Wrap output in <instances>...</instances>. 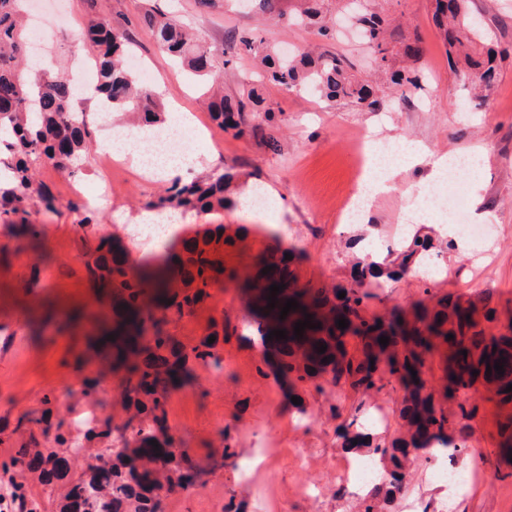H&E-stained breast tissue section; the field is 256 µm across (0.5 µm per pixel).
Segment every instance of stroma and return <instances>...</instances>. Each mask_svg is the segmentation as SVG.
<instances>
[{
	"mask_svg": "<svg viewBox=\"0 0 512 512\" xmlns=\"http://www.w3.org/2000/svg\"><path fill=\"white\" fill-rule=\"evenodd\" d=\"M172 9L216 48L224 46L226 29L264 27L280 45L303 48L321 42L315 30L289 25L292 0H280L282 20L262 22L260 16L239 8L236 0L224 6L198 11L194 0H171ZM330 14L340 15L336 37L326 49L347 55L359 79L373 76L372 52L357 39L349 19L343 18L338 0H328ZM374 8L394 21L405 41L417 43L420 53L410 60L425 81L416 88L379 93V111L352 104H337L302 90L284 91L265 85L263 96L272 110L271 129L277 138L269 145L262 135H235L213 122L203 102L202 85L187 78L169 58L159 53L149 33L138 31L139 55L156 77V89L165 112L184 109L206 129L209 140L199 150L202 160L194 171L203 176L225 167L236 172L232 202L224 211L190 214L183 231L191 237L211 225L231 228L237 241L224 251V265L234 276L215 289L211 305L183 321L174 333L187 346L198 343L206 332L215 307H223L224 321L240 324L246 300L241 279L255 271L253 258L264 246L257 227L283 224L281 247H295L300 258L296 272L301 281L316 286L344 285L350 281V259L359 238L381 246L390 243V231L400 223L408 207L406 187L428 189L427 165L401 173L377 200L368 217L370 230L336 220V202L353 189L350 149L359 133L405 138L440 155L451 149L482 151L487 161L478 179L468 181V197L482 200L483 223L497 227L495 235L478 243L454 246L441 253L443 269L431 288L438 295L452 294L498 309H512V55L500 58L497 79L482 105L464 107L469 91L455 75L439 38L429 0H375ZM472 12L482 15L489 44H512V0H470ZM36 9L51 32L42 57L31 62L33 72L55 70L59 45L73 54L86 53L79 40L85 21L84 0H40ZM64 10L66 23L54 15ZM39 180L49 184L61 207L46 213L32 207L29 221L43 224L47 232L38 247L45 263L42 285L30 287L33 255L11 253L0 263V462L15 456L21 446L38 434L35 423L44 399L66 421L68 391L81 387L84 378H95L98 414L120 415L122 371L113 367L111 351L95 352L87 341V321L76 312L111 314L112 299L94 288L86 276L85 252L96 236L79 238L76 213L66 207L74 179L49 163L37 164ZM165 182L140 181L132 168L112 174V195L95 205L102 233L132 244L131 228L137 224L142 201L162 193ZM422 283L413 275L383 280L366 299L368 312L382 314L392 307H411L422 296ZM73 315L65 331H57L59 315ZM263 350L242 337L224 343V372L189 362V376L169 387L167 411L178 447L198 466L197 493H169L164 512H363L372 504L375 512H512V460L497 451V410L481 402L472 420L473 436L466 449L454 457L425 451L412 453L407 462L410 477L399 493L367 489L356 495L342 489L339 479L354 459L366 456L363 448L343 447L338 426L364 421L374 413L387 416L388 424L372 428L375 442L387 443L399 436L402 422L398 409L403 392L396 382L386 383L371 396L347 388H301L307 406L306 428L294 426L297 412L288 401L287 389L273 370L264 366ZM265 433L271 444L267 466L253 485L240 482L243 463L254 453L255 433ZM308 451L305 466H297L296 449ZM466 471L470 479L462 491L451 494L434 480L442 465Z\"/></svg>",
	"mask_w": 512,
	"mask_h": 512,
	"instance_id": "stroma-1",
	"label": "stroma"
}]
</instances>
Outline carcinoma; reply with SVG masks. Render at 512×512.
Wrapping results in <instances>:
<instances>
[{
	"label": "carcinoma",
	"mask_w": 512,
	"mask_h": 512,
	"mask_svg": "<svg viewBox=\"0 0 512 512\" xmlns=\"http://www.w3.org/2000/svg\"><path fill=\"white\" fill-rule=\"evenodd\" d=\"M24 0H0V228L7 242L0 251L29 249V243L42 236L41 227L29 223V208L57 211L56 198L50 188L36 180L33 164L49 162L58 171L70 175L80 170L83 158L92 151L94 139L86 110L77 97L76 87L58 72L28 75L23 68L27 58L28 34L23 13ZM325 0H300L294 23L310 26L324 39L334 38L333 27L325 20ZM433 18L448 48L452 65L459 78L477 92L490 87L497 76L495 50L479 47L484 31L468 11V0H431ZM86 22L83 40L97 60L95 97L110 104L114 112H134L138 124L156 126L164 123L159 94L152 85L140 81L126 64V57L136 48L129 25H114L100 10L98 0H85ZM365 42L369 45L375 73L386 78V89L417 87L422 74L411 68H397L399 52L416 56L419 46L406 44L396 49L388 37L384 19L366 7L358 11ZM138 26L152 37L156 48L175 59L194 77L213 82L219 70L232 58H217L216 49L192 27L174 14L167 5L155 3L143 9ZM224 45L235 55H249L263 68L266 80L286 91L306 89L331 102L349 101L371 110L377 107L374 91L359 82L351 62L344 56L323 50L303 51L282 56L275 47L251 30L231 29L224 32ZM265 98L255 88L238 98L220 97L210 105L213 121L236 134L263 131L259 124H245V112H263ZM233 175L215 169L205 177L183 183L171 182L165 194L143 203L146 211L165 214L169 211H210L224 207V192ZM67 208L78 214L76 227L82 236L95 226L94 214L76 201ZM224 225L202 237L184 238L180 251L170 260L172 275L149 277L140 272L129 256V248L107 236H101L85 261L89 280L108 288L118 300L119 320L111 329H98V343L112 347L113 360L125 369L122 412L124 419L115 424L112 416L97 418L85 425L83 449L78 456L85 467L76 479L60 474L61 452H72L73 442L64 419L54 413L51 401L37 419L40 434L49 448L34 455L21 450L0 468L28 466L39 471L41 483L49 488L63 483L64 499L77 504L75 512H162L163 496L189 489L187 474L195 465L176 446L167 416L166 385L186 374L188 362L201 361L219 368L224 362L220 344L228 332L224 328V310H216L206 336L188 348L170 330L213 298L212 288L234 278L225 274L224 246L234 244L223 237ZM268 247L259 259L261 269L247 280L254 291L253 300L273 322L268 325L253 317L249 322L251 338L265 346L273 330L286 331V338L276 339V350L264 363H272L288 381V396H299L298 388L313 382L317 390L323 384L346 386L356 393L383 388L375 376L371 360L383 356L396 365L391 377L404 390L399 417L409 426L407 435L389 445H376L374 453L389 463L388 494L399 491L409 449H441L453 456L467 447L472 436L470 421L478 405L468 393L480 386L493 388L492 400L500 411V451L512 456V333L501 332L496 309L464 303L450 295L428 297L417 302L409 315L395 307L384 315H368L364 300L366 287L374 280L391 279L414 273L432 257V236L417 229L387 249L383 257L366 255L354 265L351 283L334 288H312L299 282L289 260L279 251V239L268 235ZM271 267L269 273L262 269ZM273 284L283 286L276 295L275 307L267 308ZM346 296L339 298V293ZM289 299L298 308L285 318L280 312ZM311 315L316 329L305 328L294 335V326ZM346 320L341 330L336 324ZM453 338H448V335ZM215 341L208 343V337ZM389 338L387 345L379 338ZM325 345V353L318 347ZM467 355H462V352ZM503 366L498 372L493 365ZM492 369H487V366ZM439 369L451 383L445 390L463 392L456 402L455 418L448 408H432V391L426 389L427 377ZM417 375H412L411 371ZM119 433L124 446L110 453L101 449L112 445V434ZM158 442L164 452L157 453L150 441Z\"/></svg>",
	"instance_id": "obj_1"
}]
</instances>
